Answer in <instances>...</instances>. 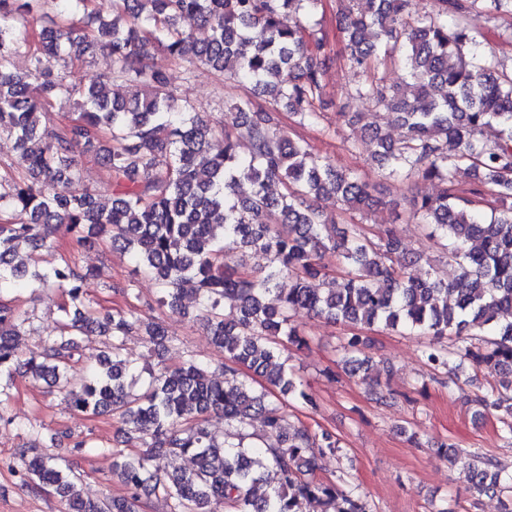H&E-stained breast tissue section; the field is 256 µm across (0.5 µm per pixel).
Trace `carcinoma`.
Here are the masks:
<instances>
[{"label":"carcinoma","instance_id":"cac0c4a2","mask_svg":"<svg viewBox=\"0 0 512 512\" xmlns=\"http://www.w3.org/2000/svg\"><path fill=\"white\" fill-rule=\"evenodd\" d=\"M40 2L0 0V137L19 150V166L0 171V409L21 369L65 391L74 410L108 411L151 442L141 456L117 457L120 496L83 498L81 478L33 447L19 451L21 486L50 488L66 512H142L152 494L171 500L172 512H298L303 500L321 512H372L343 477L317 476L318 460L340 452L339 441L284 410L290 399L317 408L283 356L288 344L307 346L291 323L298 310L356 330L340 340L341 363L366 383L367 341L357 331L375 326L427 337L425 365L455 385L466 362L486 370L493 384L470 404L499 415V437L512 447V68L468 24L474 13L512 15V0H430L418 19L410 0H340L336 30L365 79L337 115L363 99L406 128L397 141L371 128L373 160L385 178L438 186L413 195L410 214L442 241L456 267L450 282L434 270L417 274L420 256L401 247L392 225H378L372 240L360 224L336 229L311 205L325 196L364 214L384 204L381 184L337 168L282 128L284 111L299 126L321 118L327 35L308 22L320 0H54L62 22L52 26L38 25ZM183 18L207 27V38L181 28ZM98 49L111 54L112 69L87 87L68 84L65 68ZM158 51L244 86L233 102L237 124L218 127L191 111L148 63ZM20 53L32 61L23 74L11 71ZM398 54L409 76L402 86L375 75L380 60ZM109 85L127 93L112 95ZM54 100L71 111L53 113ZM47 122L57 125L49 139L39 136ZM78 153L105 169L104 190H74ZM245 183L251 193L241 196ZM104 236L160 285L162 303L195 298L224 352L222 379L190 356L138 382L124 340L142 336L161 351L169 341L162 322L94 308L86 293L94 272L71 259L38 267L44 248ZM239 252L265 263L248 268ZM325 252L336 254L337 282L320 262ZM48 286L66 296L57 338L23 359L19 336L30 320L16 296ZM94 336L112 337V347L76 382L69 371ZM211 412L240 428L237 443L215 442L204 425ZM253 419L268 438L258 447L244 443ZM183 457L193 468L166 470ZM468 481L470 494L497 496L500 512H512V466L501 456L474 454Z\"/></svg>","mask_w":512,"mask_h":512}]
</instances>
